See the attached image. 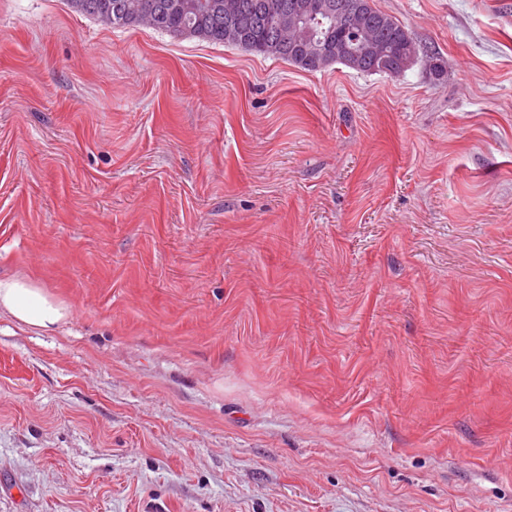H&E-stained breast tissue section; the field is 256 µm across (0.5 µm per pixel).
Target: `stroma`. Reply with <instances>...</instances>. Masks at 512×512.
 <instances>
[{
	"label": "stroma",
	"instance_id": "obj_1",
	"mask_svg": "<svg viewBox=\"0 0 512 512\" xmlns=\"http://www.w3.org/2000/svg\"><path fill=\"white\" fill-rule=\"evenodd\" d=\"M309 72L0 0V512H512V9ZM0 309L19 321L43 331L54 330L70 315L66 303L26 277L0 279Z\"/></svg>",
	"mask_w": 512,
	"mask_h": 512
}]
</instances>
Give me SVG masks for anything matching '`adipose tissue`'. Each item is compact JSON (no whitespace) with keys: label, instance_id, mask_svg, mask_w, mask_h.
Listing matches in <instances>:
<instances>
[{"label":"adipose tissue","instance_id":"adipose-tissue-1","mask_svg":"<svg viewBox=\"0 0 512 512\" xmlns=\"http://www.w3.org/2000/svg\"><path fill=\"white\" fill-rule=\"evenodd\" d=\"M0 309L19 321L43 331L54 330L70 315L66 303L26 277L0 279Z\"/></svg>","mask_w":512,"mask_h":512}]
</instances>
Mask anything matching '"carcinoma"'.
Masks as SVG:
<instances>
[{"mask_svg": "<svg viewBox=\"0 0 512 512\" xmlns=\"http://www.w3.org/2000/svg\"><path fill=\"white\" fill-rule=\"evenodd\" d=\"M292 0H70L72 8L112 27L148 26L176 38L236 44L243 39L251 51L316 72L325 68L311 60L300 62L305 48L333 53L353 42H368L375 50L339 61L359 73L401 74L426 58L437 76L444 73L440 58L424 46L408 55L409 32L396 21L383 23L382 12L366 5L354 24L334 17H306L300 24L288 19Z\"/></svg>", "mask_w": 512, "mask_h": 512, "instance_id": "1", "label": "carcinoma"}]
</instances>
